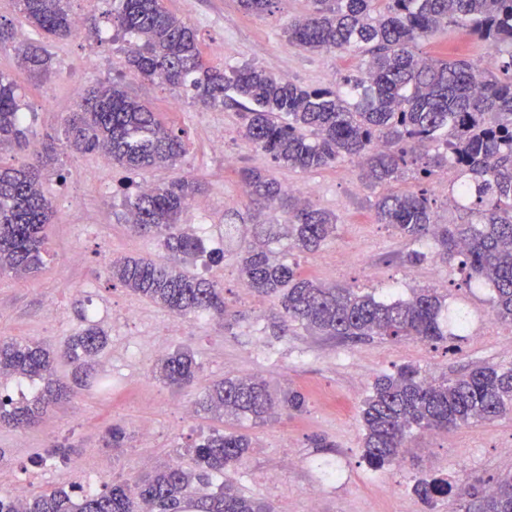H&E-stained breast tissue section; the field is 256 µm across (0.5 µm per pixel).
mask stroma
I'll return each mask as SVG.
<instances>
[{
    "instance_id": "1",
    "label": "stroma",
    "mask_w": 512,
    "mask_h": 512,
    "mask_svg": "<svg viewBox=\"0 0 512 512\" xmlns=\"http://www.w3.org/2000/svg\"><path fill=\"white\" fill-rule=\"evenodd\" d=\"M166 8L197 30L206 61L215 66L254 64L293 83L319 87L340 80L353 69L355 57L336 51L313 53L289 44V21L305 14L308 0H275L269 13H245L238 0H164ZM48 51L57 70L36 75L20 68L14 52H0V71L8 73L29 112L30 139L62 144L64 120L84 91L99 82L123 81L131 96L146 102L170 127L185 130L189 151L184 174L200 180L207 210L190 206L182 223L193 225L208 252L191 272L218 283L224 290L229 319L182 318L133 295L107 275L111 261L130 255L166 258L167 250L153 237L133 235L125 222L126 205L115 185L121 171L99 168L100 154H59L62 176H47L43 188L51 198L55 220L46 232L50 252L34 278L0 277V336L38 339L61 347L85 321L107 330L109 343L99 357V370L112 383L99 387L71 386L70 368L57 367L58 379L71 387L66 400L49 406L47 424L25 430L0 429V499L15 494L13 475L26 477L35 492L90 478L97 486L133 481L138 476L180 459L183 451L214 432L247 434L253 448L246 461L226 479L248 495L272 501L276 512H308L306 491L321 489L319 512H478L482 495L512 474V417L462 426L454 431L414 435L402 464L370 469L362 458L359 405L374 380L406 363L423 374L454 377L487 365H512V326L489 321V291L470 287L457 265L431 260L410 265L412 242L377 223L370 208L383 187L369 188L360 179L357 162L345 160L307 173L278 171L285 184L316 186L319 207L339 219L335 239L313 254L290 249L286 238L271 249L298 263L310 279L363 288L376 295L401 296L411 289L445 286L449 315L464 314L466 333L450 343L390 341L377 337L360 342L316 336L295 327L275 335L270 310L275 301L244 287L238 255L254 234L242 223L247 213L238 172L244 167L270 168L269 158L246 146L235 110H208L183 100L179 110L169 101L176 90L129 79L120 43L97 42L71 35L50 40ZM417 51L438 58H484L485 46L463 31L438 32L419 39ZM224 134L223 151L211 139ZM79 263H71L72 253ZM61 311L50 319L49 306ZM140 313L127 321L126 309ZM166 349L192 350L200 365L193 387L179 389L152 373L156 357L150 340ZM262 376L273 389L304 394L302 412H280L267 422L218 417L206 412L184 417L212 382L227 375ZM126 431L123 447H105L103 436L112 424ZM149 425L143 435L140 425ZM67 440L75 451L68 460L37 464L53 440ZM295 464L281 490H271L267 475L277 473L283 457ZM444 477L452 486L450 501L427 508L411 491L414 480Z\"/></svg>"
}]
</instances>
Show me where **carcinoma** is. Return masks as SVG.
<instances>
[{
  "mask_svg": "<svg viewBox=\"0 0 512 512\" xmlns=\"http://www.w3.org/2000/svg\"><path fill=\"white\" fill-rule=\"evenodd\" d=\"M311 8L288 24V42L307 51L353 52L360 65L334 86L308 88L279 79L255 65L226 70L203 58L196 30L173 15L164 0H112L105 13L124 40L127 67L141 77L181 91L206 109H237L244 142L266 153L280 168L310 171L356 159L360 176L376 187L403 180L412 168L427 180L447 166L459 176L452 190L467 221L435 227L428 189L394 191L373 203L379 224L390 225L414 243L412 265L438 257L458 259L467 280L491 289V311L512 325V0H310ZM20 23L45 37L72 34L70 0H16ZM466 30L496 47L484 66L466 57H427L416 42L439 31ZM12 50L23 68L51 74L56 63L41 43L17 41L16 28L0 23V51ZM66 147L75 154L102 153L112 166L135 174L174 168L188 152L182 131L164 125L148 105L119 81L89 88L79 109L65 119ZM29 147L26 117L14 81L0 72V151ZM56 149L44 144L19 167L0 166V275L32 278L47 253L44 226L53 209L43 191L44 171L55 165ZM256 211L275 205L285 214L290 248L313 252L336 237L335 213L288 194L266 170H239ZM129 228L151 235L172 253L168 260L115 259L110 279L167 312L191 317L224 316L223 289L193 274L189 261L206 252L204 240L181 215L201 192L190 176L143 189L129 178ZM271 233L254 232L240 273L246 287L278 300L279 334L298 324L321 336L358 341L448 340L444 313L448 295L414 288L410 295L380 299L359 288L326 286L304 276L297 265L268 247ZM106 331L88 323L61 351L35 340L0 338V387L8 380L37 385L32 397L0 391V425L24 429L40 421L47 405L69 387L54 377L57 359L74 365L72 380L88 385ZM155 375L177 388L194 384L198 364L183 348L160 357ZM204 410L236 419L265 421L278 409L300 412L306 397L288 390L273 395L256 376H226L199 396ZM363 457L374 469L405 459L415 432H448L460 425L512 415V366H486L449 378L429 379L415 365L377 378L359 407ZM248 435L214 433L186 449L194 467L173 463L132 483L114 482L87 492L82 486L31 493L23 512H275L273 503L224 483L209 494L199 487L242 465ZM413 493L434 506L452 492L442 477L419 479ZM482 512H512V476L482 500Z\"/></svg>",
  "mask_w": 512,
  "mask_h": 512,
  "instance_id": "carcinoma-1",
  "label": "carcinoma"
}]
</instances>
